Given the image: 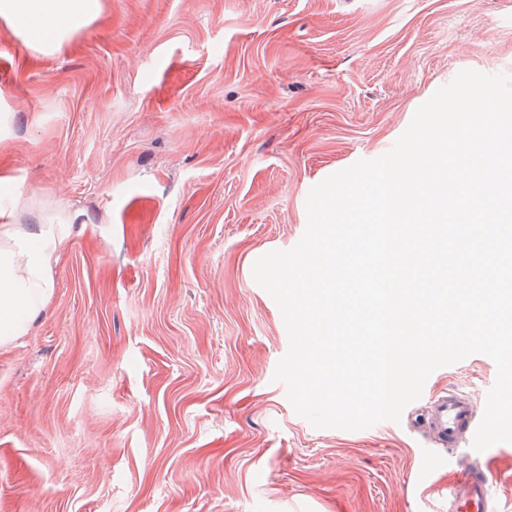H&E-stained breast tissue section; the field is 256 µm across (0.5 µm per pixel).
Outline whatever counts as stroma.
<instances>
[{
	"mask_svg": "<svg viewBox=\"0 0 512 512\" xmlns=\"http://www.w3.org/2000/svg\"><path fill=\"white\" fill-rule=\"evenodd\" d=\"M52 52L0 20L14 221L69 224L52 295L0 347V512H448L432 394L484 404L477 353L400 422L313 427L254 280L310 189L386 153L463 70L512 76V0H100ZM512 512V443L488 448Z\"/></svg>",
	"mask_w": 512,
	"mask_h": 512,
	"instance_id": "1",
	"label": "stroma"
}]
</instances>
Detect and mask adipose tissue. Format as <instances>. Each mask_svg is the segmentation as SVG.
Wrapping results in <instances>:
<instances>
[{
  "instance_id": "ef3b65f1",
  "label": "adipose tissue",
  "mask_w": 512,
  "mask_h": 512,
  "mask_svg": "<svg viewBox=\"0 0 512 512\" xmlns=\"http://www.w3.org/2000/svg\"><path fill=\"white\" fill-rule=\"evenodd\" d=\"M99 0H0V19L25 42L50 51L88 26ZM0 207V346L27 333L52 292V271L61 242L54 225L20 229Z\"/></svg>"
}]
</instances>
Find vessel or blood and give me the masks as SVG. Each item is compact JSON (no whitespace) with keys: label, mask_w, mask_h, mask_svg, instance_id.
Masks as SVG:
<instances>
[{"label":"vessel or blood","mask_w":512,"mask_h":512,"mask_svg":"<svg viewBox=\"0 0 512 512\" xmlns=\"http://www.w3.org/2000/svg\"><path fill=\"white\" fill-rule=\"evenodd\" d=\"M480 422L477 405L463 392L452 388L432 396L426 428L435 443L460 447ZM497 481L498 473L490 465L461 460L451 489L452 512H494L490 490Z\"/></svg>","instance_id":"1"}]
</instances>
